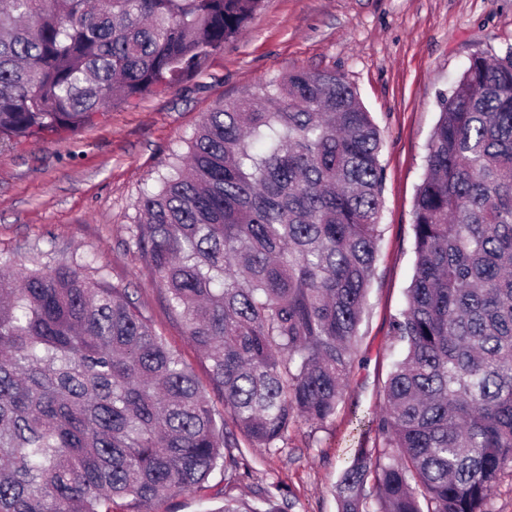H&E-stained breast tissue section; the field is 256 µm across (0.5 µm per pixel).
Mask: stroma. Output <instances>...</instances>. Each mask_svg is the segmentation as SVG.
<instances>
[{
  "instance_id": "stroma-1",
  "label": "stroma",
  "mask_w": 512,
  "mask_h": 512,
  "mask_svg": "<svg viewBox=\"0 0 512 512\" xmlns=\"http://www.w3.org/2000/svg\"><path fill=\"white\" fill-rule=\"evenodd\" d=\"M477 55H512V0H264L206 72L79 130L0 145V259L73 263L129 289L207 382V361L131 243L139 200L224 100L293 70L342 75L378 126L384 167L381 237L354 364L331 421H297L275 447L245 452L250 484L282 483L292 512H337L334 486L356 448L374 447L366 424L383 410L382 386L400 356L392 320L413 274L414 197L439 97Z\"/></svg>"
}]
</instances>
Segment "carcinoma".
Segmentation results:
<instances>
[{
    "label": "carcinoma",
    "instance_id": "obj_1",
    "mask_svg": "<svg viewBox=\"0 0 512 512\" xmlns=\"http://www.w3.org/2000/svg\"><path fill=\"white\" fill-rule=\"evenodd\" d=\"M263 0H0V144L74 131L206 71ZM427 143L401 357L337 512H491L512 472V62L475 56ZM379 131L334 72L206 113L139 201L136 249L209 363L218 409L128 289L0 261V512H151L241 478L342 400L374 273ZM224 491L217 512H288Z\"/></svg>",
    "mask_w": 512,
    "mask_h": 512
}]
</instances>
